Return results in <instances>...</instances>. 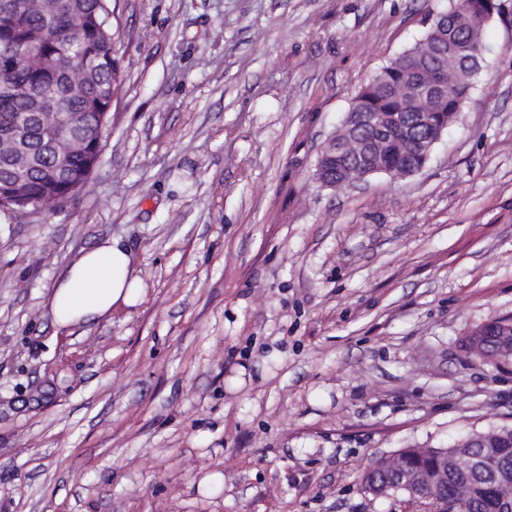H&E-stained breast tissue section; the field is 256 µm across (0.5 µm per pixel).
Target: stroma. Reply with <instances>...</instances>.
<instances>
[{
    "mask_svg": "<svg viewBox=\"0 0 512 512\" xmlns=\"http://www.w3.org/2000/svg\"><path fill=\"white\" fill-rule=\"evenodd\" d=\"M412 176L314 178L363 85L448 0H116L123 82L86 188L0 213V512H400L404 448L512 426V0ZM116 237L140 302L51 321L61 267ZM471 348L484 344L486 336H495L491 345L489 361L498 366L512 362V319L491 320L471 330ZM468 336V338H469ZM467 338V340H468ZM466 340V343H467Z\"/></svg>",
    "mask_w": 512,
    "mask_h": 512,
    "instance_id": "1",
    "label": "stroma"
}]
</instances>
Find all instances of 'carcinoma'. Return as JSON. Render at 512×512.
<instances>
[{
	"mask_svg": "<svg viewBox=\"0 0 512 512\" xmlns=\"http://www.w3.org/2000/svg\"><path fill=\"white\" fill-rule=\"evenodd\" d=\"M491 0H449L448 10L443 12L447 22L436 19L427 22L428 29L423 39L414 47L396 57L379 74L372 78L356 95L350 108L352 112H370L379 121L394 112L409 119L425 111L422 96H411L403 91L410 78L426 82L440 57L455 55L456 47L466 41H476L485 49L483 25L490 18L486 4ZM54 17L48 21L43 13L29 5L27 0H0V50L6 45L23 48L34 47L42 55L44 64L38 69L28 67L20 58L7 61L0 59V84L13 88L10 94L0 92V136L26 124L30 144V168L26 186V200L37 202L49 184L46 171L52 165V155L43 144V132L35 123H25L32 111L31 98L50 95L66 104L56 125L67 127L78 119L90 142H95L105 132L112 109V100L122 81L120 59L116 49V31L108 21L111 0H55ZM479 59L478 66H483ZM85 64L92 66L89 78L82 87L74 89L68 74L72 69ZM466 59L448 62L445 82L448 86V101L438 118L441 124L456 121L462 104L471 92L479 75L473 73L476 66ZM339 138L351 145L344 163L336 170L325 173L336 178V187L342 188L359 173L360 142L365 132L353 125L341 126ZM371 152L369 162L389 170H400L419 165L420 156L413 147V136L390 132L380 136L374 130L370 134ZM88 155H80L71 161L74 178L60 179L53 191L70 201L72 185L88 182ZM465 476L451 474L448 485L428 488L424 494L436 495L456 502L462 494Z\"/></svg>",
	"mask_w": 512,
	"mask_h": 512,
	"instance_id": "carcinoma-1",
	"label": "carcinoma"
}]
</instances>
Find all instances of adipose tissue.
Segmentation results:
<instances>
[{
	"mask_svg": "<svg viewBox=\"0 0 512 512\" xmlns=\"http://www.w3.org/2000/svg\"><path fill=\"white\" fill-rule=\"evenodd\" d=\"M145 288L129 250L120 239L107 238L79 252L58 272L48 305L61 329L90 325L113 306L135 304Z\"/></svg>",
	"mask_w": 512,
	"mask_h": 512,
	"instance_id": "1",
	"label": "adipose tissue"
}]
</instances>
